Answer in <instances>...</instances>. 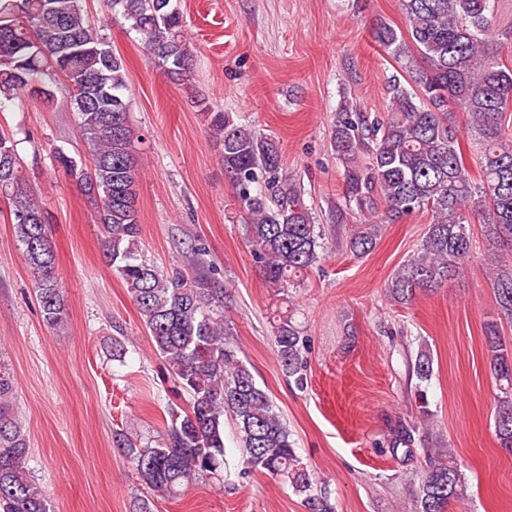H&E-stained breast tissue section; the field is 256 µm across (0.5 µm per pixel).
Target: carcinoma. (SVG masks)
<instances>
[{
	"mask_svg": "<svg viewBox=\"0 0 512 512\" xmlns=\"http://www.w3.org/2000/svg\"><path fill=\"white\" fill-rule=\"evenodd\" d=\"M407 34L378 24L374 42L408 73L389 81L387 115L339 114L332 136L346 163V206L358 215L347 247L371 252L381 226L414 212L430 215L420 248L392 273L390 297L407 303L420 289L440 288L473 256L471 220L484 236L512 250V136L504 126L512 111V69L488 52L494 0H399ZM140 36L157 67L189 87L192 50L183 15L173 0H104ZM60 72L90 165L57 149L53 157L96 205L102 250L125 284L141 321L168 371L189 394L187 408L171 410L163 441L139 447L126 434L116 443L136 477L153 495L176 498L201 479L224 475V424L231 421L248 471H265L303 496L306 512H334L313 473L304 467L286 422L269 395L205 311L217 289L191 279L179 266L162 271L141 259L138 239L137 145L129 122L130 84L122 56L91 23L83 0H0V109L17 93L40 85L37 97L54 104L48 79ZM469 119L478 146L473 176L448 107ZM207 129L220 148L224 173L241 207L253 256L267 285L283 291L320 262L322 233L305 203L304 189L284 169L279 142L236 122L227 112L202 107ZM0 202L6 204L15 241L35 280L44 323H64L67 309L49 237L51 219L22 174L14 135L0 132ZM492 281L500 314L512 320V267L491 253ZM490 367L499 381L494 421L501 444L512 452V343L498 323L486 324ZM282 371L303 383L304 338L290 314L273 325ZM421 381L432 375L422 352L412 363ZM15 382L0 362V512H53L28 467V439L13 411ZM416 427L400 425L392 452L412 455ZM426 467L406 478L413 512H447L464 499L466 478L451 456L423 449Z\"/></svg>",
	"mask_w": 512,
	"mask_h": 512,
	"instance_id": "cac0c4a2",
	"label": "carcinoma"
}]
</instances>
